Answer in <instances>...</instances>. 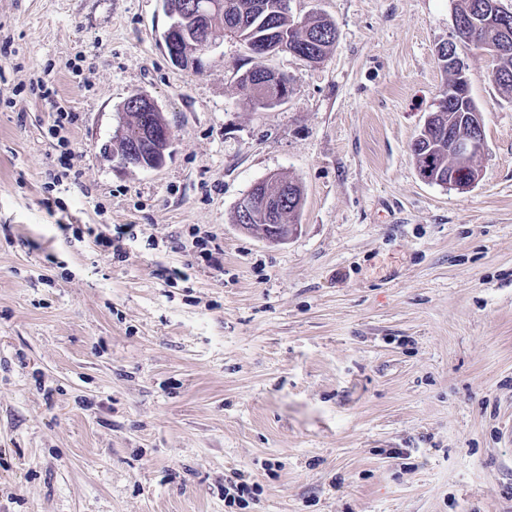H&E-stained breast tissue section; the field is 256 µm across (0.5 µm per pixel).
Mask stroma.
<instances>
[{"mask_svg": "<svg viewBox=\"0 0 512 512\" xmlns=\"http://www.w3.org/2000/svg\"><path fill=\"white\" fill-rule=\"evenodd\" d=\"M455 3L290 0L335 23L323 63L224 35L186 70L164 0H0V512H512V97L480 51L477 183L410 151ZM258 64L285 104L246 106ZM138 92L157 169L109 151ZM273 174L304 191L276 244L232 222ZM268 73L269 76L261 79L263 95L257 96V98L260 100V104L275 106L288 100L292 93V87L284 74L274 69H269ZM113 226L112 233L111 230H101L97 233L92 230L91 234H94L95 245L99 248L100 252L106 253L113 248V255H116V252H119V243L128 234L127 228L129 226H126V224ZM114 251L116 252L114 253Z\"/></svg>", "mask_w": 512, "mask_h": 512, "instance_id": "1", "label": "stroma"}]
</instances>
